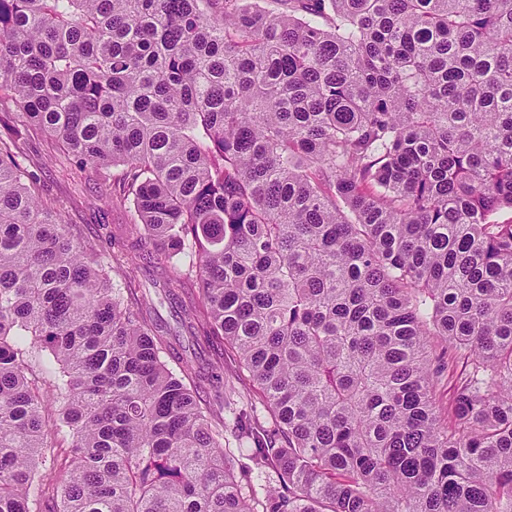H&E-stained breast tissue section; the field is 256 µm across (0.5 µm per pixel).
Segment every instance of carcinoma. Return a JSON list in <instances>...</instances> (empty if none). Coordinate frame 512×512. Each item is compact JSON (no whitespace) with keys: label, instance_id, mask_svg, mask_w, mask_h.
<instances>
[{"label":"carcinoma","instance_id":"cac0c4a2","mask_svg":"<svg viewBox=\"0 0 512 512\" xmlns=\"http://www.w3.org/2000/svg\"><path fill=\"white\" fill-rule=\"evenodd\" d=\"M1 129L0 512H512V0H0ZM21 150L30 159V170L37 174V187L44 200L61 205L68 212L70 223L77 224L84 236L95 238L103 232L99 224H109L117 230L119 224H132L129 208L109 204L110 185L102 186L92 174L76 178L70 174L61 145L43 134H31L20 141Z\"/></svg>","mask_w":512,"mask_h":512}]
</instances>
